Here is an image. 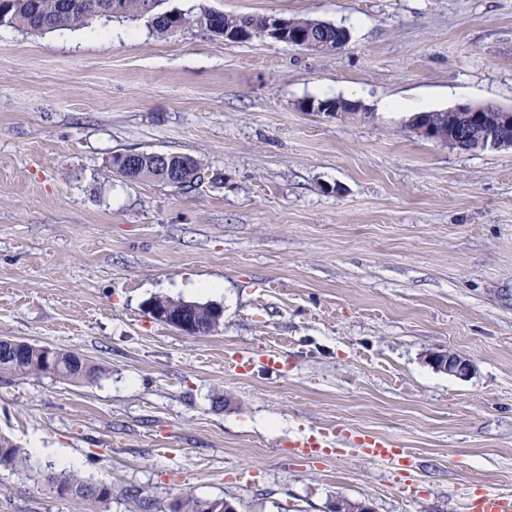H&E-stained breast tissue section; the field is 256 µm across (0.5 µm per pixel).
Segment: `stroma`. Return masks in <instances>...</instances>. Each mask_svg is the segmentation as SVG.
<instances>
[{
	"label": "stroma",
	"mask_w": 512,
	"mask_h": 512,
	"mask_svg": "<svg viewBox=\"0 0 512 512\" xmlns=\"http://www.w3.org/2000/svg\"><path fill=\"white\" fill-rule=\"evenodd\" d=\"M165 7L189 25H0V338L104 369L92 385L0 378V434L30 453L28 469L0 466V512H171L189 495L237 512H462L465 496L512 493V148L453 149L379 108H512V0ZM208 12L351 39L326 54L232 43ZM333 97L365 117L302 108ZM127 151L189 154L205 177L128 182L111 167ZM162 295L215 304L223 323L182 335L148 314ZM438 350L468 375L435 370ZM315 431L391 440L420 467L293 459ZM68 457L107 499L48 485ZM428 361L436 370L457 377L466 376L470 370L469 361L455 352H432Z\"/></svg>",
	"instance_id": "1"
}]
</instances>
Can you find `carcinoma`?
<instances>
[{
  "label": "carcinoma",
  "instance_id": "carcinoma-1",
  "mask_svg": "<svg viewBox=\"0 0 512 512\" xmlns=\"http://www.w3.org/2000/svg\"><path fill=\"white\" fill-rule=\"evenodd\" d=\"M59 2L60 0H10L4 22L22 27L32 33L79 29L90 25L95 20L94 11L100 0H74V8L68 11L60 9ZM153 2L155 17L153 26L157 30L168 31L178 26L181 27L187 22L184 14H176L163 9L166 0H153ZM146 3L147 0H120V16L125 18L142 17ZM289 23L307 39L336 41V30L320 20L292 18ZM217 25L226 32H235L250 27L258 34L267 25V17L221 13L217 18ZM171 159L175 165L183 167L184 173L191 175L190 182L194 183L201 179L200 172L203 170V163L199 159L188 154H174ZM122 160L123 155L121 154L112 157V167L122 178L133 182L153 181L168 184L162 172L153 164L152 159H144L141 168L130 174L126 173ZM191 307L195 309L202 324L201 333L210 334L220 327L221 320L215 316L210 304L193 301ZM103 373L104 370L96 363L84 361L76 366L66 356L58 359L55 367L52 368L46 355L38 350L0 356L1 377L39 378L50 374L52 378L60 381L81 384L86 377L92 375L98 380ZM26 464L27 453L13 441L0 438V466L21 467ZM48 483L55 486L59 494H67L81 500L94 498L100 501L107 498L111 492V489L105 484L91 483L73 474L65 473L58 477H50ZM208 504H210L209 500L191 495L180 500L175 505L174 512H207Z\"/></svg>",
  "mask_w": 512,
  "mask_h": 512
}]
</instances>
